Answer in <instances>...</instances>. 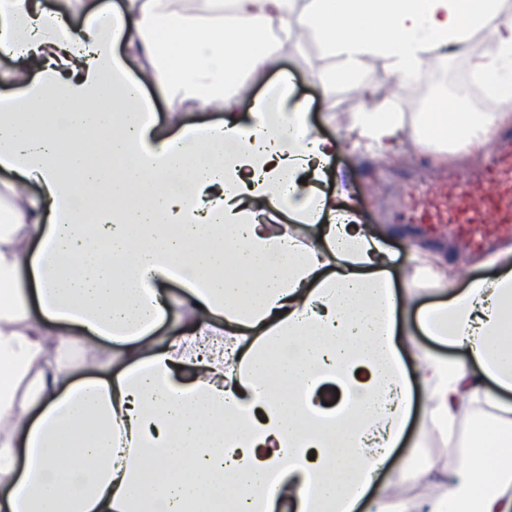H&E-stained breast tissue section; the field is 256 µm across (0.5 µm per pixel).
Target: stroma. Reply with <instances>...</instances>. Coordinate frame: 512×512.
Here are the masks:
<instances>
[{"label":"stroma","instance_id":"1","mask_svg":"<svg viewBox=\"0 0 512 512\" xmlns=\"http://www.w3.org/2000/svg\"><path fill=\"white\" fill-rule=\"evenodd\" d=\"M278 55L280 64L277 70L259 79L247 75L240 78L243 98L237 106V113L241 122L247 124L252 120L251 96L259 94L267 82L285 74L294 86L296 99L305 105L307 124L320 136L341 138L350 114L364 105L365 99L359 90L352 85L340 84L332 89L330 95H323L319 71L324 60L313 42L306 41L295 48L285 47L279 50ZM469 71L466 56L456 53L442 60L420 81L404 86L397 106L403 112L406 124H413L418 113L429 111L441 100L458 102L469 112L481 111V104L459 93L461 78ZM490 162V153L486 150L477 155L453 152L447 161L439 162L433 152L407 140L387 160L343 145L326 167V178L320 187L329 193L335 190L337 182L348 186L350 198L361 211L365 224L384 234L387 245L396 256L392 267L396 286H403L405 277L410 274L413 252L419 248L447 263L448 278L458 288L467 278L493 276L494 268L487 266L482 255L471 256L465 263L459 262L456 243L449 240L446 233L431 235L425 233L421 225L413 223L411 214L402 203V191L410 186L430 189L448 178L473 182ZM424 420L422 410H415L395 451L396 457L401 458L417 445L432 462L429 479L405 488L406 495L416 500L441 484L454 467L461 452L457 440L469 430L467 417H460L456 422L457 438L452 441L435 431L424 430Z\"/></svg>","mask_w":512,"mask_h":512}]
</instances>
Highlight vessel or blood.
Instances as JSON below:
<instances>
[{"label":"vessel or blood","mask_w":512,"mask_h":512,"mask_svg":"<svg viewBox=\"0 0 512 512\" xmlns=\"http://www.w3.org/2000/svg\"><path fill=\"white\" fill-rule=\"evenodd\" d=\"M484 183L479 196L468 184L457 182L446 193L421 194L414 202L425 223L447 225L474 252L490 242L492 232L512 237V151H496Z\"/></svg>","instance_id":"obj_1"}]
</instances>
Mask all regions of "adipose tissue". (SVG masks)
Returning <instances> with one entry per match:
<instances>
[{"label":"adipose tissue","instance_id":"obj_1","mask_svg":"<svg viewBox=\"0 0 512 512\" xmlns=\"http://www.w3.org/2000/svg\"><path fill=\"white\" fill-rule=\"evenodd\" d=\"M68 3L78 26L0 0V54L23 62L0 92V512H357L383 467L430 474L422 453L392 457L418 396L440 434L468 415L469 448L441 491L397 484L372 512H512V247L496 276L413 310L447 265L414 255L395 290L347 190L319 188L338 145L290 82L247 125L226 92L276 66L272 34L336 59L327 90L382 58L395 95L453 53L511 87L512 0ZM149 87L224 119L158 135ZM47 113L63 129L40 128ZM509 121L442 102L408 129L367 108L347 137L384 156L406 138L479 150ZM166 280L184 295H160ZM171 317L181 331L156 339ZM416 325L459 357L421 352ZM327 383L338 405H319Z\"/></svg>","mask_w":512,"mask_h":512}]
</instances>
